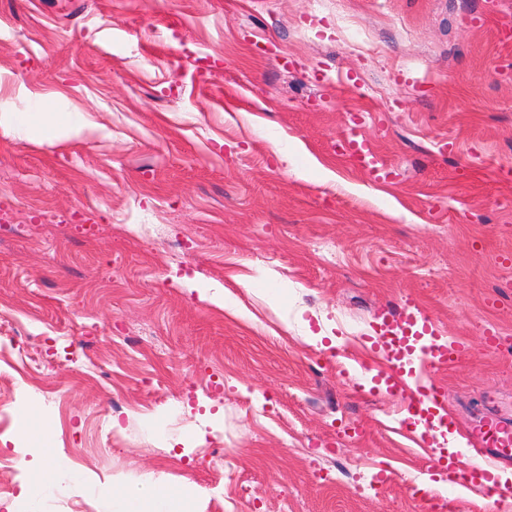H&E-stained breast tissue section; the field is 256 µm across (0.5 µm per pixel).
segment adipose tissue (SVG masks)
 <instances>
[{"label":"adipose tissue","instance_id":"adipose-tissue-1","mask_svg":"<svg viewBox=\"0 0 512 512\" xmlns=\"http://www.w3.org/2000/svg\"><path fill=\"white\" fill-rule=\"evenodd\" d=\"M33 454L38 458H48L49 464L36 470L30 478L23 492L25 499L31 500L52 490H65L68 483L78 480V473L60 451L37 448ZM199 493V488L193 485L185 486L181 494L171 493L167 488V480L162 475L140 486L117 488L103 484L99 487V494L106 503L107 512H180V500Z\"/></svg>","mask_w":512,"mask_h":512}]
</instances>
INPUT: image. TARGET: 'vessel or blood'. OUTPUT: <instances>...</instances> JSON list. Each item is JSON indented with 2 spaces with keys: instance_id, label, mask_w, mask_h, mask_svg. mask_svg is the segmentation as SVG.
<instances>
[{
  "instance_id": "obj_1",
  "label": "vessel or blood",
  "mask_w": 512,
  "mask_h": 512,
  "mask_svg": "<svg viewBox=\"0 0 512 512\" xmlns=\"http://www.w3.org/2000/svg\"><path fill=\"white\" fill-rule=\"evenodd\" d=\"M430 322L421 321L412 308L386 312L376 331L374 343L389 360L377 379L386 392L398 397L408 413L418 417L427 430L446 425L440 413L438 394L430 390L413 370L408 369L410 357H417L424 368L454 364L469 356L470 350L461 343H431L416 347L418 337L431 333ZM467 436L481 455L478 464H463L455 456L440 455L439 461L447 472L448 482L463 485L489 496L502 495L493 471L498 463L512 457V424L489 417L468 430Z\"/></svg>"
}]
</instances>
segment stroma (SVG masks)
Returning <instances> with one entry per match:
<instances>
[{
	"mask_svg": "<svg viewBox=\"0 0 512 512\" xmlns=\"http://www.w3.org/2000/svg\"><path fill=\"white\" fill-rule=\"evenodd\" d=\"M0 114L1 502L106 512L18 500L41 447L186 512H512L372 392L412 305L470 349L426 374L462 458L512 420V0H0Z\"/></svg>",
	"mask_w": 512,
	"mask_h": 512,
	"instance_id": "1",
	"label": "stroma"
}]
</instances>
